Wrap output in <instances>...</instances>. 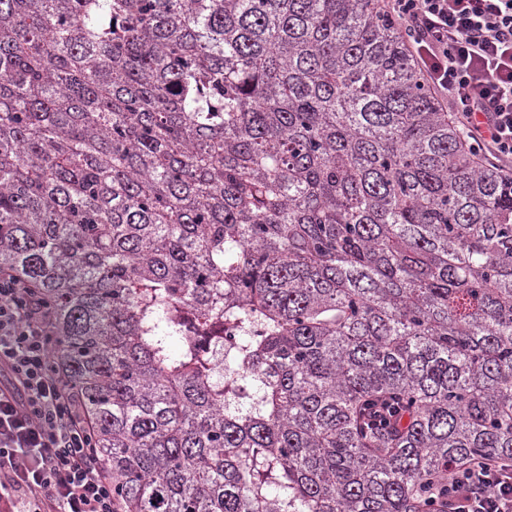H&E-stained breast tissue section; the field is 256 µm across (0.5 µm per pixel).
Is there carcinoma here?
Masks as SVG:
<instances>
[{"mask_svg":"<svg viewBox=\"0 0 512 512\" xmlns=\"http://www.w3.org/2000/svg\"><path fill=\"white\" fill-rule=\"evenodd\" d=\"M0 268L120 512H448L512 459V182L376 0H0Z\"/></svg>","mask_w":512,"mask_h":512,"instance_id":"cac0c4a2","label":"carcinoma"}]
</instances>
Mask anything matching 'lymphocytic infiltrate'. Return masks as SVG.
I'll return each mask as SVG.
<instances>
[{
  "instance_id": "lymphocytic-infiltrate-1",
  "label": "lymphocytic infiltrate",
  "mask_w": 512,
  "mask_h": 512,
  "mask_svg": "<svg viewBox=\"0 0 512 512\" xmlns=\"http://www.w3.org/2000/svg\"><path fill=\"white\" fill-rule=\"evenodd\" d=\"M383 2L471 149L512 181V0ZM51 334L33 288L0 271V512H118ZM448 512H512V462L449 467Z\"/></svg>"
}]
</instances>
